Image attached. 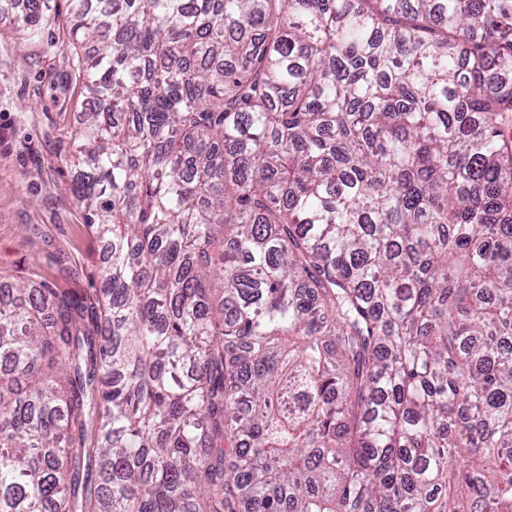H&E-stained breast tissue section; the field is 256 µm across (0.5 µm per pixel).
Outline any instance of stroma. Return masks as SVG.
I'll return each mask as SVG.
<instances>
[{
    "label": "stroma",
    "instance_id": "stroma-1",
    "mask_svg": "<svg viewBox=\"0 0 512 512\" xmlns=\"http://www.w3.org/2000/svg\"><path fill=\"white\" fill-rule=\"evenodd\" d=\"M68 21L67 0H56L42 38L27 41L15 14H0V288L60 253L74 271L62 286L101 283L103 246L69 192L75 131L96 99L71 67Z\"/></svg>",
    "mask_w": 512,
    "mask_h": 512
}]
</instances>
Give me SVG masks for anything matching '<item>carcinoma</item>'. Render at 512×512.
Segmentation results:
<instances>
[{
  "mask_svg": "<svg viewBox=\"0 0 512 512\" xmlns=\"http://www.w3.org/2000/svg\"><path fill=\"white\" fill-rule=\"evenodd\" d=\"M69 7L104 276L0 291V512H512V0Z\"/></svg>",
  "mask_w": 512,
  "mask_h": 512,
  "instance_id": "1",
  "label": "carcinoma"
}]
</instances>
